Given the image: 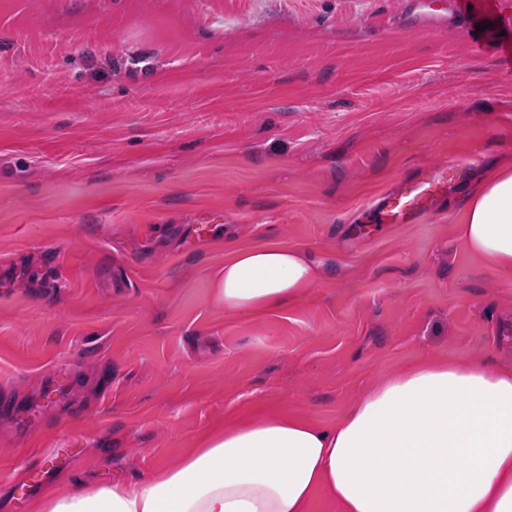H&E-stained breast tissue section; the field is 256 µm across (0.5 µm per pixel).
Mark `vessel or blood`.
<instances>
[{
    "instance_id": "1",
    "label": "vessel or blood",
    "mask_w": 512,
    "mask_h": 512,
    "mask_svg": "<svg viewBox=\"0 0 512 512\" xmlns=\"http://www.w3.org/2000/svg\"><path fill=\"white\" fill-rule=\"evenodd\" d=\"M413 15L436 20L465 19L472 25L471 43L475 50L485 51L487 44L481 24L503 16L512 0H406ZM458 175L456 166H448L420 178L403 183L387 193L378 207L384 224H408L431 207L448 182Z\"/></svg>"
}]
</instances>
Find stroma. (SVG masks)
I'll return each instance as SVG.
<instances>
[{"label": "stroma", "mask_w": 512, "mask_h": 512, "mask_svg": "<svg viewBox=\"0 0 512 512\" xmlns=\"http://www.w3.org/2000/svg\"><path fill=\"white\" fill-rule=\"evenodd\" d=\"M404 2L0 0V512L176 466L227 422L334 425L409 363L512 367V274L460 234L512 159V80ZM451 164L446 197L374 228ZM258 246L318 276L226 312L224 260ZM455 165H448L430 174H423L413 181L387 193L378 207V216L382 224H409L412 220L431 207L436 198L458 177Z\"/></svg>", "instance_id": "35a3bbf8"}]
</instances>
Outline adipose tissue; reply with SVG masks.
I'll use <instances>...</instances> for the list:
<instances>
[{
  "instance_id": "adipose-tissue-1",
  "label": "adipose tissue",
  "mask_w": 512,
  "mask_h": 512,
  "mask_svg": "<svg viewBox=\"0 0 512 512\" xmlns=\"http://www.w3.org/2000/svg\"><path fill=\"white\" fill-rule=\"evenodd\" d=\"M461 235L512 272V162L467 200ZM317 277L298 250L256 247L224 262L225 310H271ZM341 512H512V368L411 365L323 428L271 413L213 430L175 467L92 490L44 494L38 512H308L317 492Z\"/></svg>"
}]
</instances>
